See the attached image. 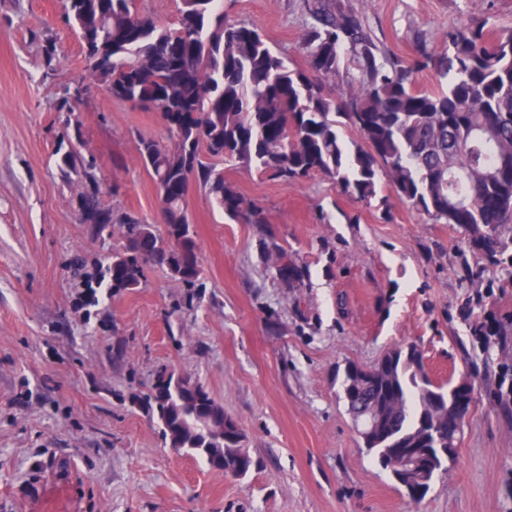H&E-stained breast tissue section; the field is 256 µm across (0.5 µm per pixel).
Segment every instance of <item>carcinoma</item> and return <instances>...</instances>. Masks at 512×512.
<instances>
[{
	"instance_id": "obj_1",
	"label": "carcinoma",
	"mask_w": 512,
	"mask_h": 512,
	"mask_svg": "<svg viewBox=\"0 0 512 512\" xmlns=\"http://www.w3.org/2000/svg\"><path fill=\"white\" fill-rule=\"evenodd\" d=\"M312 22L300 49L303 69L292 68L257 25L224 20L220 0H179L168 26L140 12L135 0H62L64 23L78 39L90 83L66 90L58 110L72 112L94 84L114 99L157 112L165 135L141 138L138 158L158 190L164 230L136 215L114 217L100 201L94 163L71 146L60 156L65 176L82 186L79 219L98 237L119 225L126 244L106 257L97 286L134 290L147 270L160 267L186 288L199 287L201 265L186 221L190 183L208 190L224 215L254 224L261 252L286 288H302L308 267L286 257L263 205L224 179L217 162L255 169L286 184L314 173L360 201L377 194L386 177L403 202L435 224L464 231L481 253L480 270L463 263L456 275L469 289L466 306L484 307L495 285L512 287V29L495 30L472 17L448 28L438 50H422L412 66L382 54L360 17L340 0H308ZM357 75L340 98L325 81L341 76L345 59ZM431 70L447 88H415L414 73ZM357 140L345 143L342 130ZM486 348L508 335L490 311L472 326ZM159 369L144 401L165 443L199 457L203 448L224 455V474L251 466L238 452L244 433L208 392L193 393ZM342 372L340 399L351 420L361 396ZM364 397L382 409V425L363 440L385 470L402 448L420 449L421 502L447 470L442 449L456 448L461 428L450 390L430 381L423 366L390 350L369 367Z\"/></svg>"
}]
</instances>
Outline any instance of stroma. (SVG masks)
I'll return each instance as SVG.
<instances>
[{
  "label": "stroma",
  "instance_id": "stroma-1",
  "mask_svg": "<svg viewBox=\"0 0 512 512\" xmlns=\"http://www.w3.org/2000/svg\"><path fill=\"white\" fill-rule=\"evenodd\" d=\"M383 52L413 64L448 26L477 16L512 27V0H343ZM61 0H0V512H512V414L495 395L512 345L483 349L470 328L461 259L483 267L462 231L435 224L381 182L371 203L316 174L287 185L225 165L224 177L270 213L308 287L273 278L255 225L224 217L191 185L202 285L149 270L132 292L86 288L85 270L125 245L77 218L62 177L69 140L95 163L114 214L160 224L156 187L138 161L161 137L157 113L99 88L78 112L57 103L83 74ZM232 22L257 24L291 67H304L305 0H224ZM69 56L46 73L44 47ZM416 346L439 384L465 381L473 403L457 452L420 504L364 450L338 368L371 366ZM198 379L246 435L257 462L244 479L165 445L139 402L158 369Z\"/></svg>",
  "mask_w": 512,
  "mask_h": 512
}]
</instances>
